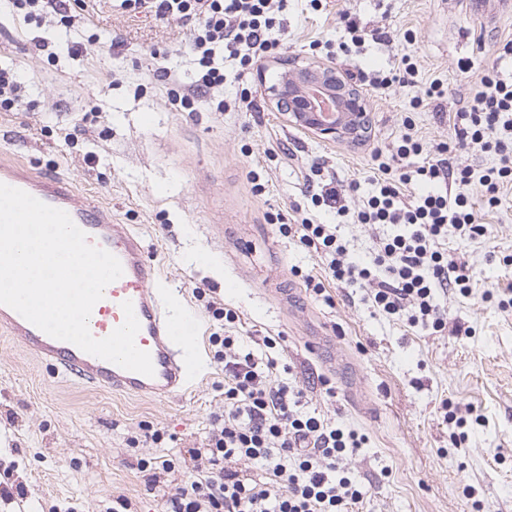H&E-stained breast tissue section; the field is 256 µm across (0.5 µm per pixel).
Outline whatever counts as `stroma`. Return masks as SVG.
Segmentation results:
<instances>
[{
  "mask_svg": "<svg viewBox=\"0 0 512 512\" xmlns=\"http://www.w3.org/2000/svg\"><path fill=\"white\" fill-rule=\"evenodd\" d=\"M87 11L102 42L82 60L56 64L35 47L34 26L0 16V62L16 66L27 102L0 110V156L74 179L133 225L174 307L194 319L200 374L181 396L132 398L58 373L0 335V439L9 447L0 485L27 490L0 497V512H112L119 497L130 512H165L193 474L190 449L204 447L224 411V365L209 341L224 333L251 345L282 336L271 352L276 376L290 374L303 388L305 410L365 436L347 460L365 492L356 512H512V308L497 299L512 289V264L502 261L512 254V190L481 209L488 237L448 241L477 286L436 302L449 325L472 328L469 336L386 316L368 288L333 280L320 253L278 231L305 218L332 224L349 256L369 261L387 227L313 206L309 180L347 187L354 211L374 189L378 161L395 154L404 120L428 145L454 141L451 117L467 109L474 81L512 39V14L490 29L468 16L464 0H322L316 8L285 0L278 53L244 75L225 63L226 111L198 103L189 112L172 104L152 57L167 53V67L189 79L186 25L119 14L109 0H90ZM347 15L365 44L340 56ZM406 56L419 71L416 85L360 83V73L398 68ZM462 61L470 71L459 70ZM314 62L359 83L370 123L363 138L322 140L272 107L267 89L281 73ZM435 80L445 96L415 106ZM215 306L235 311L237 322L222 325ZM312 325L335 336L343 363L331 368L311 353ZM446 400L459 415L472 408L484 417L467 423L458 445L455 425L443 419ZM162 455L176 458L175 471L148 486L139 462Z\"/></svg>",
  "mask_w": 512,
  "mask_h": 512,
  "instance_id": "1",
  "label": "stroma"
}]
</instances>
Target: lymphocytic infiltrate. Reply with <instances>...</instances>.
<instances>
[{"instance_id": "lymphocytic-infiltrate-1", "label": "lymphocytic infiltrate", "mask_w": 512, "mask_h": 512, "mask_svg": "<svg viewBox=\"0 0 512 512\" xmlns=\"http://www.w3.org/2000/svg\"><path fill=\"white\" fill-rule=\"evenodd\" d=\"M13 16L24 21L52 19L67 36V57L78 60L73 35L83 20L86 0H8ZM118 13L175 18L189 27L192 78L172 93L173 104L190 109L224 85V61L241 69L254 66L279 47L273 32L280 22L274 0H112ZM457 143L494 154L482 174L454 162L452 145L425 152L411 121L398 138V166L380 162L376 190L357 211H350L334 183L318 184L314 205L353 216L358 224H386L368 265L353 261L331 225L303 220L283 224L281 235L298 239L327 258L334 280L369 286L374 307L405 319L413 328L460 335L435 302L438 293L470 295L473 273L443 249L448 238L487 235L477 207L502 202L512 185V80L498 66L478 77L469 111L460 113ZM422 157L421 165L407 159ZM478 194H471V185ZM216 357L224 363V413L205 447L192 449L206 466L167 501V512H351L363 492L346 461L363 440L318 413L303 411L302 390L274 379L276 361L260 357L237 336H215Z\"/></svg>"}]
</instances>
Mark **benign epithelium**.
Listing matches in <instances>:
<instances>
[{"instance_id":"benign-epithelium-1","label":"benign epithelium","mask_w":512,"mask_h":512,"mask_svg":"<svg viewBox=\"0 0 512 512\" xmlns=\"http://www.w3.org/2000/svg\"><path fill=\"white\" fill-rule=\"evenodd\" d=\"M268 93L276 105L288 104L294 125L324 140L358 134L366 117V99L334 67L287 70Z\"/></svg>"}]
</instances>
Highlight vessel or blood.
I'll return each mask as SVG.
<instances>
[{"instance_id":"b4317fda","label":"vessel or blood","mask_w":512,"mask_h":512,"mask_svg":"<svg viewBox=\"0 0 512 512\" xmlns=\"http://www.w3.org/2000/svg\"><path fill=\"white\" fill-rule=\"evenodd\" d=\"M0 182L21 189L43 203L68 213L88 242L121 262L122 276L109 284L89 318L98 339L123 324V302H132L140 324L139 349L149 353L154 368L146 376L90 355L73 343L53 338L8 306L0 305V332L17 337L39 359L83 383L141 397H174L189 390L194 378L184 347L193 321L189 314L173 316L160 291V273L147 255L144 240L131 225L113 218L111 210L83 195L66 177L31 170L0 159Z\"/></svg>"}]
</instances>
